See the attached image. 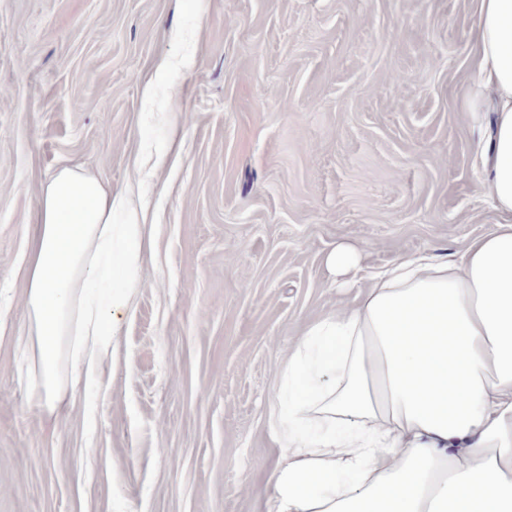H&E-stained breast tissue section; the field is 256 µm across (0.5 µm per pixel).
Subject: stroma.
Segmentation results:
<instances>
[{"instance_id":"obj_1","label":"stroma","mask_w":512,"mask_h":512,"mask_svg":"<svg viewBox=\"0 0 512 512\" xmlns=\"http://www.w3.org/2000/svg\"><path fill=\"white\" fill-rule=\"evenodd\" d=\"M477 6L0 0V512H260L288 346L343 298L327 253L372 273L499 220ZM64 167L146 203L152 248L101 381L48 415L22 257ZM325 263L336 277L351 275L354 278L357 275V271H359L360 259L358 254L351 248L338 245L326 255Z\"/></svg>"}]
</instances>
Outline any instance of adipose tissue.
Masks as SVG:
<instances>
[{
    "label": "adipose tissue",
    "mask_w": 512,
    "mask_h": 512,
    "mask_svg": "<svg viewBox=\"0 0 512 512\" xmlns=\"http://www.w3.org/2000/svg\"><path fill=\"white\" fill-rule=\"evenodd\" d=\"M485 189L507 220L459 257H403L288 349L261 512H512V0H479ZM90 173L46 183L26 256L29 391L53 412L59 360L102 373L137 283L144 226Z\"/></svg>",
    "instance_id": "adipose-tissue-1"
}]
</instances>
